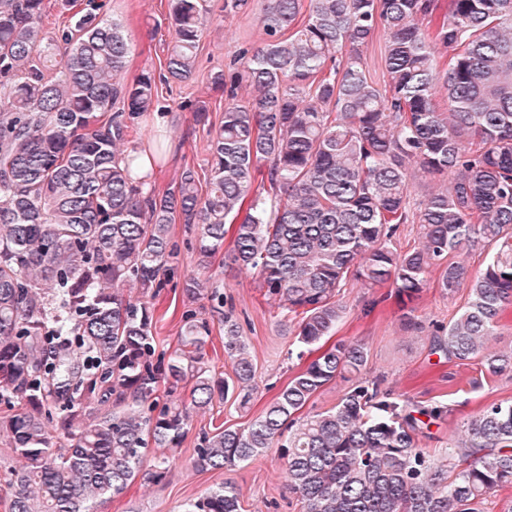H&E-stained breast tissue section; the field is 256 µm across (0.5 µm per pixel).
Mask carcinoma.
Segmentation results:
<instances>
[{"instance_id": "obj_1", "label": "carcinoma", "mask_w": 512, "mask_h": 512, "mask_svg": "<svg viewBox=\"0 0 512 512\" xmlns=\"http://www.w3.org/2000/svg\"><path fill=\"white\" fill-rule=\"evenodd\" d=\"M174 41L166 74L121 80L130 43L92 12L61 21L51 63L44 0H0V436L22 462L9 512H94L139 476L157 481L190 412L228 394L244 406L255 370L232 311L213 377L209 324L188 310L180 347L158 354L154 299L179 265L172 223L197 230L200 254L224 250L257 271L264 297L293 324L295 343L336 330L343 288L389 284L412 301L439 272L466 302L432 332L450 363L512 373V349L491 340L512 304V0H270L262 44L211 75L222 93L209 128L207 191L188 168L163 191L137 181L139 118L158 83L183 82L209 19L204 0H168ZM384 40L382 77L364 48ZM249 99H238L241 88ZM447 98L448 108L436 103ZM438 187L418 205V175ZM420 226L418 246H396ZM486 254L482 269L468 257ZM134 283L140 296L120 287ZM367 349L328 348L243 428L218 425L195 449L198 471L248 463L278 447L302 512H485L512 487V399L467 420L439 459L420 445L442 404L410 405L361 377ZM351 386L331 409L301 418L338 376ZM193 381L190 399L177 394ZM166 381L167 402L157 386ZM184 512H241L224 483Z\"/></svg>"}]
</instances>
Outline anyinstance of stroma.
I'll return each instance as SVG.
<instances>
[{
    "mask_svg": "<svg viewBox=\"0 0 512 512\" xmlns=\"http://www.w3.org/2000/svg\"><path fill=\"white\" fill-rule=\"evenodd\" d=\"M94 2L104 14L121 21L131 37L126 83H133L143 70L160 69L172 40L167 0ZM206 6L211 20L200 42L195 71L185 81L161 87V111L147 113L141 120L143 144H151L157 137L169 148L151 177L160 190L177 180L185 169L200 175L207 170L208 130L196 124L192 112L184 109V102L214 101L211 73L224 69L240 48L254 49L261 44L256 18L265 0H251L249 12L229 17L224 14V0H206ZM172 235L181 255L174 277L156 300L160 349L170 352L177 348L182 314L194 310L211 328L206 345L211 372L232 377V363L224 356V324L209 294L190 303L182 293L188 277L206 278L210 287L223 292L233 309L254 364L255 390L247 407H240L230 398L194 411L188 436L165 478L159 482L136 479L122 495L96 503L95 512H184L189 500L225 482L238 488L242 512H302L297 496L288 490L286 465L278 449H268L251 462L222 470L198 472L191 467L202 432L211 431L219 423L231 428L246 426L305 363L295 356L288 321L267 304L256 272L226 267L220 253L202 260L194 233L182 223L174 224ZM342 296L346 311L334 338L365 345L368 360L364 377L380 379L383 388L412 404H447V416L432 425L422 440L436 457L447 453L449 438L457 436L467 419L491 403L512 399V376L483 375L476 366H456L431 351L433 328L447 325L464 304V294L445 297L438 288L430 287L408 307L388 286L348 287Z\"/></svg>",
    "mask_w": 512,
    "mask_h": 512,
    "instance_id": "35a3bbf8",
    "label": "stroma"
}]
</instances>
